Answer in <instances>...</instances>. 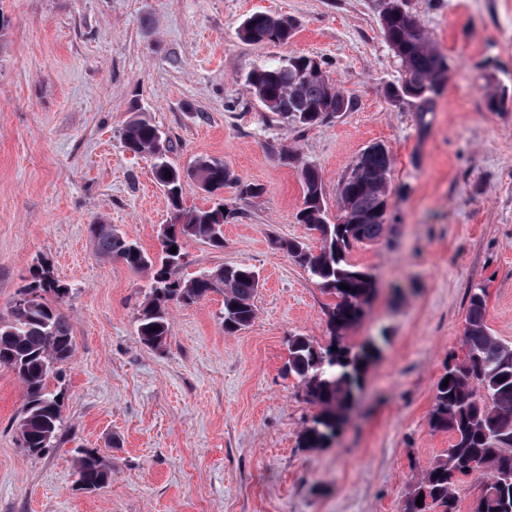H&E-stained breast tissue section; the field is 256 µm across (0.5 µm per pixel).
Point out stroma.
I'll return each mask as SVG.
<instances>
[{
	"mask_svg": "<svg viewBox=\"0 0 512 512\" xmlns=\"http://www.w3.org/2000/svg\"><path fill=\"white\" fill-rule=\"evenodd\" d=\"M382 0H0V319L33 267L70 288L73 353L50 378L61 396L51 446L17 431L25 401L0 367V512H402L421 471L449 444L429 416L435 385L462 357L469 298L512 342V0H406L450 64L431 103L389 96L399 73ZM286 16L285 45L237 35L247 16ZM298 53L326 61L353 106L299 128L249 92L248 73ZM149 113L190 169L219 159L255 197L225 188L224 246L189 241L188 279L247 265L257 314L228 335L224 297L171 305L164 347L137 335L146 273L100 258L89 224L118 226L148 253L170 221L148 156L124 147L133 110ZM380 143L393 168L387 230L357 246L376 292L358 343L387 335L334 444L299 448L316 413L284 377L294 335L329 341L330 302L278 243L319 251L296 220L302 189L278 158L296 149L323 176L329 216L359 153ZM87 449L112 466L101 489L77 483Z\"/></svg>",
	"mask_w": 512,
	"mask_h": 512,
	"instance_id": "1",
	"label": "stroma"
}]
</instances>
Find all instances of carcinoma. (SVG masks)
Wrapping results in <instances>:
<instances>
[{"mask_svg":"<svg viewBox=\"0 0 512 512\" xmlns=\"http://www.w3.org/2000/svg\"><path fill=\"white\" fill-rule=\"evenodd\" d=\"M392 2L395 7L381 17L384 38L397 58L400 81L408 82L429 102V94L438 93L447 80L449 63L415 17L396 7L402 0ZM295 32L292 19L267 13L251 14L238 28L240 38L254 43L286 44ZM313 64L322 67L325 62L298 54L268 61L251 70L247 85L267 111L291 124L314 126L347 111L352 102L342 92L333 91L326 80L302 79L303 71ZM159 134L149 115L136 110L126 123L124 147L153 159V175L166 194L171 217L160 253L149 255L112 224L89 225L100 257L118 259L148 273L137 332L144 345L155 349L166 344L172 303L189 306L211 292H222L226 334L247 327L256 316L259 278L249 266L205 270L187 280L175 277L188 241L224 247V223L231 216L222 202L207 209H184L185 178L196 177L209 194L226 187L236 188L244 197L263 192L259 185L237 181L222 161L202 160L183 172L169 161L171 146ZM279 161L299 171L303 199L296 219L317 231L322 242L317 253L293 239L282 240L279 246L335 299L325 312L329 343L320 346L305 336H293L284 365L285 373L298 381L308 402L317 408L299 435L300 447L316 451L335 442L358 403L371 366L381 355L380 341L387 340L383 334L359 343L349 341L350 333L369 313L375 277L351 264L348 257L356 245L377 241L386 232L392 158L382 144L356 158L338 193L340 215L334 223L325 210L321 171L288 148L279 151ZM173 247L177 252H170ZM343 284L349 289H341ZM26 290L32 295L28 305L12 306L10 319L0 320V367L14 372L24 387L18 432L23 447L38 453L51 446L59 430V394L48 381L73 351L72 323L61 309L70 288L41 262L32 269ZM486 317L485 292H475L465 317L464 357L446 363L430 413V426L448 433L450 445L423 469L406 497L404 512H458L457 483L473 475L481 480V490L470 512H512V344L492 334ZM446 377L449 382L444 387ZM111 474L108 461L96 452L84 451L78 458L82 489H100ZM421 494L424 499L418 506Z\"/></svg>","mask_w":512,"mask_h":512,"instance_id":"cac0c4a2","label":"carcinoma"}]
</instances>
